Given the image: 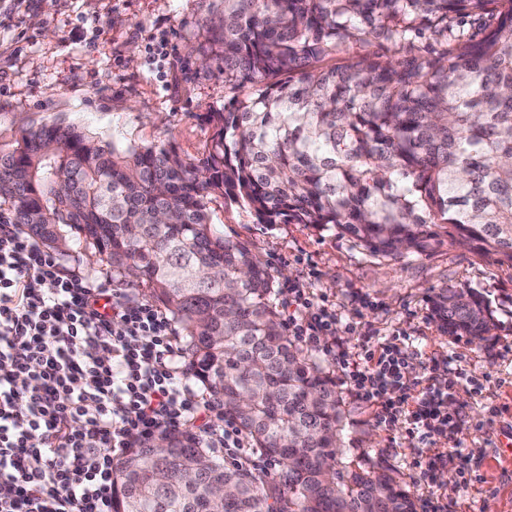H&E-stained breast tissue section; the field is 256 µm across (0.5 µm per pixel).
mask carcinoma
<instances>
[{"mask_svg":"<svg viewBox=\"0 0 512 512\" xmlns=\"http://www.w3.org/2000/svg\"><path fill=\"white\" fill-rule=\"evenodd\" d=\"M211 33L230 101L209 113L204 157L57 121L0 150V223L169 312L205 394L282 465L272 482L214 456L201 468L190 432L162 431L118 459L113 512H416L390 474L345 456L336 383L287 336L274 275L217 229L208 197L382 257L467 242L512 264V0H224ZM430 303L448 336L492 330L470 288Z\"/></svg>","mask_w":512,"mask_h":512,"instance_id":"obj_1","label":"carcinoma"}]
</instances>
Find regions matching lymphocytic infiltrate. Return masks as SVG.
<instances>
[{
    "label": "lymphocytic infiltrate",
    "mask_w": 512,
    "mask_h": 512,
    "mask_svg": "<svg viewBox=\"0 0 512 512\" xmlns=\"http://www.w3.org/2000/svg\"><path fill=\"white\" fill-rule=\"evenodd\" d=\"M289 338L338 364L376 425L414 450L431 484L435 444L459 448L465 429L450 415L463 368L430 385L407 337H336V311L302 284L282 307ZM186 430L242 469L260 460L244 431L197 390L182 338L167 313L123 288L66 273L62 259L15 225L0 223V512H112L114 461L134 438Z\"/></svg>",
    "instance_id": "1"
}]
</instances>
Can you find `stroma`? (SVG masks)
I'll list each match as a JSON object with an SVG mask.
<instances>
[{"label":"stroma","mask_w":512,"mask_h":512,"mask_svg":"<svg viewBox=\"0 0 512 512\" xmlns=\"http://www.w3.org/2000/svg\"><path fill=\"white\" fill-rule=\"evenodd\" d=\"M222 10L221 0H29L20 12L0 14V43L25 36L19 52H0V148H11L21 126L55 120L108 141L162 143L181 157H201L215 132L207 115L225 103L224 74L205 27ZM162 37L166 56L150 57L149 46ZM208 207L225 235L247 242L271 268L277 301L286 298L285 284L310 281L315 294L335 304L336 336L344 344L357 341L347 328L355 318L376 339L404 334L423 362L444 368L457 360L486 376L482 393L457 387L454 409L466 420H482L490 405L512 412V264L445 245L399 260L377 257L333 228L261 224L216 194ZM438 288L483 296L495 322L491 336L473 343L441 334L430 304ZM337 391L344 447L365 466L391 474L416 502L434 492L444 512H512L511 427L498 421L465 435L458 456L438 464L427 489L411 467L412 448L392 443L345 386ZM465 462L483 482L460 486Z\"/></svg>","instance_id":"stroma-1"}]
</instances>
